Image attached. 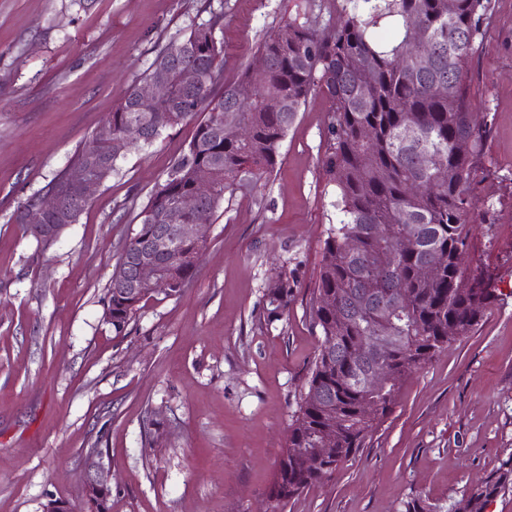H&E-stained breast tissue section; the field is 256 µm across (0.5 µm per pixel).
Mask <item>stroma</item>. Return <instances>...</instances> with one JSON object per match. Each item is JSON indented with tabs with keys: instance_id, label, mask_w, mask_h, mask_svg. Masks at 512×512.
Masks as SVG:
<instances>
[{
	"instance_id": "35a3bbf8",
	"label": "stroma",
	"mask_w": 512,
	"mask_h": 512,
	"mask_svg": "<svg viewBox=\"0 0 512 512\" xmlns=\"http://www.w3.org/2000/svg\"><path fill=\"white\" fill-rule=\"evenodd\" d=\"M215 14L228 82L283 22L320 32L338 17L336 0H0V512H41L50 497L81 506L97 466L112 512H402L413 498L448 512L512 456V0H491L471 65L490 133L469 262L494 273L495 298L412 373L365 448L280 506L269 490L320 344L310 293L342 218L322 166L327 95H308L264 184L225 195L184 292L155 293L125 334L103 320L119 245L194 124L131 145L49 249L13 217L158 51ZM281 267L302 286L268 325L262 297ZM152 419L163 430L151 442Z\"/></svg>"
}]
</instances>
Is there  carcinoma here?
<instances>
[{
    "instance_id": "obj_1",
    "label": "carcinoma",
    "mask_w": 512,
    "mask_h": 512,
    "mask_svg": "<svg viewBox=\"0 0 512 512\" xmlns=\"http://www.w3.org/2000/svg\"><path fill=\"white\" fill-rule=\"evenodd\" d=\"M489 0H343L336 26L318 34L288 21L267 35L258 56L269 63L266 75L250 69L224 82L223 46L214 36L219 18L194 24L158 54L150 72L134 82L121 102L82 146L71 164L91 168L100 184L116 170L127 128L138 124L146 145L162 131L182 123L196 126L187 151L171 166L163 183L137 215V229L122 244L104 307L109 326L124 333L154 291L131 295L134 265L158 238H168L170 252H153L155 262L181 291L197 265L189 257L205 243L183 241L174 213L192 190L193 173H214L213 196L186 216L189 224H209L224 201L248 183L257 185L274 170L279 148L301 105L315 89L333 103L331 153L326 172L336 185V206L343 219L324 242L316 288L310 294L313 327L321 344L294 394L287 449L278 462L271 499L288 502L330 477L337 465L365 447L391 412L405 379L436 354L468 336L493 298L489 274L467 264L476 208L472 182L484 173L481 153L488 133L487 116L473 111L468 70L483 41ZM392 18L386 34L374 28ZM429 41L431 65L413 64L421 40ZM184 66L200 74L198 84L179 88L157 110H136L138 90L166 70L172 77ZM244 123L247 141H230L224 127ZM415 135H406L408 129ZM372 136L364 140L363 132ZM45 192L63 196L62 209L46 223L58 230L74 224L89 205L58 171ZM441 263L432 280L420 266ZM301 287L297 270L280 268L269 277L262 298L269 323L282 318ZM405 293L395 295V289ZM342 306L344 316L324 306ZM382 328L393 337L382 358L387 384L372 390L363 384L371 359L361 358L365 339ZM378 408L373 418L362 405ZM325 434L336 436L326 468L307 465ZM512 484V456L483 485L463 496L453 512H485L498 493Z\"/></svg>"
}]
</instances>
